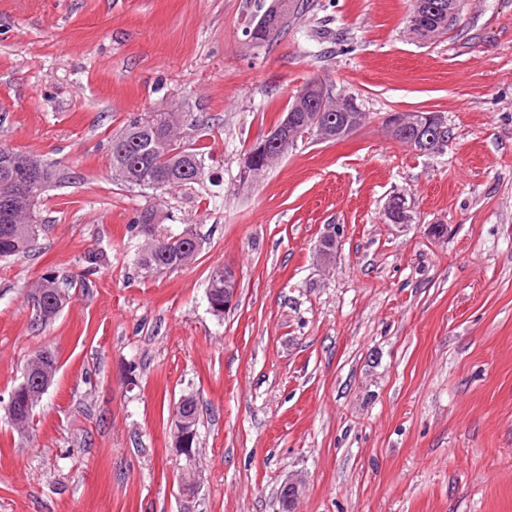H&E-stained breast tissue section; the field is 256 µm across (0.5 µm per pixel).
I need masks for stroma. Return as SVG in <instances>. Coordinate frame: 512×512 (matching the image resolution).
Returning a JSON list of instances; mask_svg holds the SVG:
<instances>
[{
  "mask_svg": "<svg viewBox=\"0 0 512 512\" xmlns=\"http://www.w3.org/2000/svg\"><path fill=\"white\" fill-rule=\"evenodd\" d=\"M410 9L307 0L258 48L253 0H0V146L64 176L29 252L0 260V512H282L289 479L292 512H512V0H464L426 44ZM313 79L366 123L240 186L245 149ZM413 111L444 113L442 152L390 137L385 116ZM170 112L206 146L204 179L115 185L113 134ZM398 191L404 229L384 216ZM146 207L157 237L197 234L193 262L141 268ZM220 265L238 286L218 315ZM49 270L76 286L45 323ZM43 349L58 372L20 432L4 407ZM189 394L191 466L169 431Z\"/></svg>",
  "mask_w": 512,
  "mask_h": 512,
  "instance_id": "stroma-1",
  "label": "stroma"
}]
</instances>
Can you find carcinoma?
Here are the masks:
<instances>
[{
  "label": "carcinoma",
  "mask_w": 512,
  "mask_h": 512,
  "mask_svg": "<svg viewBox=\"0 0 512 512\" xmlns=\"http://www.w3.org/2000/svg\"><path fill=\"white\" fill-rule=\"evenodd\" d=\"M433 10L420 16L418 22L408 21L411 34H423L425 41L432 42L450 30L448 12L454 0H432ZM298 9L296 0H269L262 3L258 14L250 21L249 29L254 31L252 43L258 47L271 42L285 31L290 19ZM184 122V116L170 113L158 121L132 117L123 129L112 137L110 145L111 170L115 173L112 181L125 188L153 191L156 176L163 175L168 181L165 190L182 189L196 184L205 176V153L202 148H187L181 145L177 129ZM42 167L51 177L31 185L30 194L34 201L60 181L57 169L46 162ZM38 232L35 211L32 208L17 210L11 214V223H0V259L19 256L31 247ZM180 239L166 252L142 253L140 266L145 270L161 271L189 264L197 254L199 242L193 232L184 230ZM36 288L44 294V304L37 305L38 316L47 322L52 320L66 304L67 297L60 288L56 275L41 276ZM208 296L213 299L219 313H224V280L209 279ZM40 402L18 393L6 409H15L21 420L33 421V411Z\"/></svg>",
  "instance_id": "obj_1"
}]
</instances>
